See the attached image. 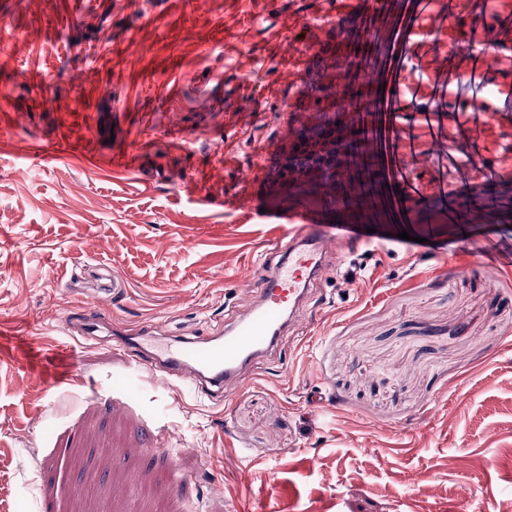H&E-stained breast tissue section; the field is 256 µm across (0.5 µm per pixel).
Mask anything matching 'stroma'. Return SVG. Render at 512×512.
<instances>
[{"instance_id": "1", "label": "stroma", "mask_w": 512, "mask_h": 512, "mask_svg": "<svg viewBox=\"0 0 512 512\" xmlns=\"http://www.w3.org/2000/svg\"><path fill=\"white\" fill-rule=\"evenodd\" d=\"M321 0H0V512H512V217L371 225L308 321L226 397L154 387L107 332L61 335L83 268L121 286L113 325L203 340L275 256L268 166L291 46ZM237 95L198 101L218 75ZM188 138L177 148L171 124ZM503 123L483 155L512 188ZM133 166L114 163L132 138ZM47 153L38 162L20 145ZM424 238L398 245L399 232Z\"/></svg>"}]
</instances>
